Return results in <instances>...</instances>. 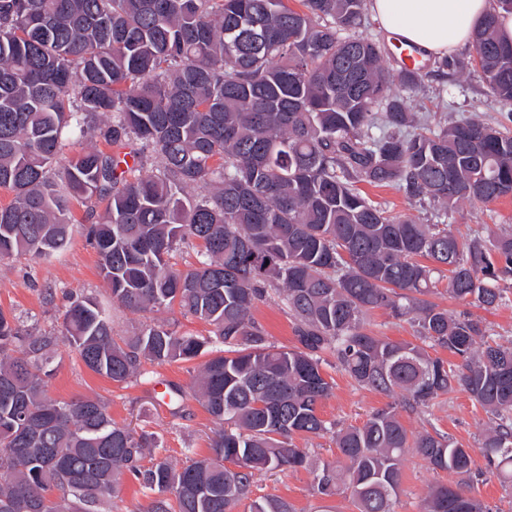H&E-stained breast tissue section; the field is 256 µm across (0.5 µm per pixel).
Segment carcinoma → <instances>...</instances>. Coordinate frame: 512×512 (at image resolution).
<instances>
[{
  "instance_id": "cac0c4a2",
  "label": "carcinoma",
  "mask_w": 512,
  "mask_h": 512,
  "mask_svg": "<svg viewBox=\"0 0 512 512\" xmlns=\"http://www.w3.org/2000/svg\"><path fill=\"white\" fill-rule=\"evenodd\" d=\"M288 2L0 0V187L14 194L0 206V261L64 249L81 203L113 302L177 307L212 327L179 335L156 321L117 339L92 297L70 299L58 334L0 310V512H112L126 474L149 499L135 512H233L244 501L247 512H295L277 495L250 499L255 472L284 466L310 471L322 498L347 493L356 512H395L409 451L462 477L433 486L420 512H492L464 487L487 475L512 483V341L424 299L446 278L458 303L498 308L512 227L457 235L391 216L360 190L395 186L445 211L511 196L512 131L417 116L429 72L389 71L385 44L357 33L367 0ZM500 9L512 0H493L452 74L477 68L494 100L512 105ZM69 133L117 151L83 149L55 172ZM193 241L199 266L176 268L173 254ZM271 293L293 319L292 349L269 343L253 318ZM376 308L413 322L420 343L373 334ZM61 344L118 386L148 363L209 355L190 391L167 386L173 415L189 396L222 424L209 454L178 467L158 433L115 423L102 400L53 398ZM436 346L454 360L431 356ZM325 354L398 404L335 429L318 413L333 389ZM455 390L491 416L478 474L474 449L412 434L398 414ZM331 431L336 461L296 444Z\"/></svg>"
}]
</instances>
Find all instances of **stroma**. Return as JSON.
Wrapping results in <instances>:
<instances>
[{"mask_svg": "<svg viewBox=\"0 0 512 512\" xmlns=\"http://www.w3.org/2000/svg\"><path fill=\"white\" fill-rule=\"evenodd\" d=\"M414 107L443 117H491L501 123L512 114L508 108L491 102L486 85L476 71L455 81L433 75L426 80ZM363 191L391 214H410L425 224L445 222L463 233L478 226L494 231L499 225H512V196L490 204L463 202L443 214L411 202L394 187L367 185ZM72 295L96 297L111 316L113 331L118 336L132 335L141 324L155 318L174 323L181 334L204 336L209 331L204 322L182 317L175 309L152 314L134 312L113 303L100 274L98 256L87 244L84 227L79 222L73 227L68 246L49 260L19 256L0 261V310L20 317L40 331L59 332ZM253 316L271 342L289 348L295 346L291 320L276 299L258 304ZM55 360L57 369L49 382L54 397L65 401L100 398L116 423L157 432L163 440L165 456L175 465H184L189 452L207 454L217 422L192 399L186 401L183 415H172L168 399L162 396L163 383L190 386L197 362L150 364L137 382L121 387L85 368L66 346H59ZM323 371L333 383L331 396L319 406V413L326 421L358 427L373 412L393 402L390 396L357 386L334 364L324 365ZM400 419L410 432L435 430L470 447L476 446L490 425L488 414L461 391L439 398L428 414L404 411ZM457 480V475L428 470L414 454H406L396 512H419L421 499L431 485ZM311 482V474L303 469L262 472L254 476L251 496L256 499L278 495L291 502L296 512H318L321 502L313 497Z\"/></svg>", "mask_w": 512, "mask_h": 512, "instance_id": "stroma-1", "label": "stroma"}]
</instances>
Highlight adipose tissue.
Returning a JSON list of instances; mask_svg holds the SVG:
<instances>
[{
	"mask_svg": "<svg viewBox=\"0 0 512 512\" xmlns=\"http://www.w3.org/2000/svg\"><path fill=\"white\" fill-rule=\"evenodd\" d=\"M492 0H369L384 29L435 57L468 45Z\"/></svg>",
	"mask_w": 512,
	"mask_h": 512,
	"instance_id": "adipose-tissue-1",
	"label": "adipose tissue"
}]
</instances>
